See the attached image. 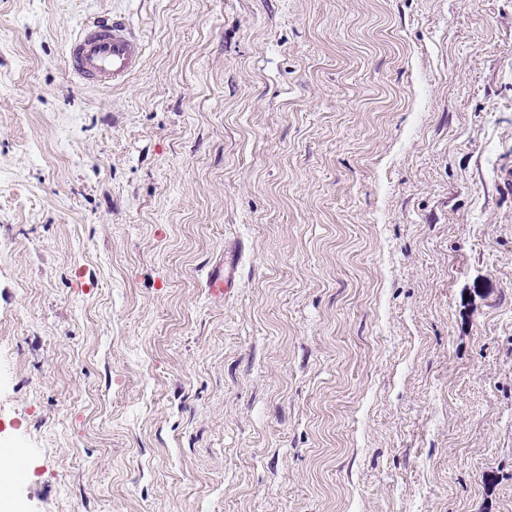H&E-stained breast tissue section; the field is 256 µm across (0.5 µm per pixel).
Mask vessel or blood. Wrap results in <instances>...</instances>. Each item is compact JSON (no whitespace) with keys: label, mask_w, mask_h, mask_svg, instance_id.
I'll return each mask as SVG.
<instances>
[{"label":"vessel or blood","mask_w":512,"mask_h":512,"mask_svg":"<svg viewBox=\"0 0 512 512\" xmlns=\"http://www.w3.org/2000/svg\"><path fill=\"white\" fill-rule=\"evenodd\" d=\"M145 44L119 18L100 17L82 24L67 42L65 63L69 76L95 88L112 89L123 85L144 59ZM234 262L215 269L208 287L212 293L233 291Z\"/></svg>","instance_id":"obj_1"}]
</instances>
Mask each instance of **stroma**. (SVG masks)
Instances as JSON below:
<instances>
[{"label": "stroma", "instance_id": "1", "mask_svg": "<svg viewBox=\"0 0 512 512\" xmlns=\"http://www.w3.org/2000/svg\"><path fill=\"white\" fill-rule=\"evenodd\" d=\"M0 444V512H512V0H0ZM144 54L143 40L122 19L100 17L83 23L67 42L65 63L79 83L112 89L140 68ZM237 262L235 259H231V261L224 260V269L221 265L217 269H215L209 279H208V288L212 293L215 294H224V297L230 295L235 288H233L234 284V270Z\"/></svg>", "mask_w": 512, "mask_h": 512}]
</instances>
